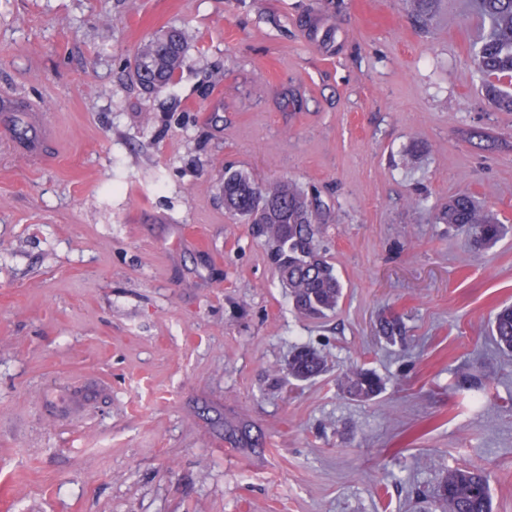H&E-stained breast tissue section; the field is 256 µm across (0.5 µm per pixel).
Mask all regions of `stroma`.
Returning a JSON list of instances; mask_svg holds the SVG:
<instances>
[{"label":"stroma","mask_w":512,"mask_h":512,"mask_svg":"<svg viewBox=\"0 0 512 512\" xmlns=\"http://www.w3.org/2000/svg\"><path fill=\"white\" fill-rule=\"evenodd\" d=\"M483 26L472 0H0V512H448L464 468L512 512V234L437 219L467 192L512 224ZM171 27L185 65L147 92L131 63ZM229 168L317 190L334 311H294ZM300 345L327 371L289 379ZM492 336L497 345L512 353V307H504L498 311L492 322ZM346 392L359 400H370L380 394L382 381L376 372L365 368H356L343 377Z\"/></svg>","instance_id":"stroma-1"}]
</instances>
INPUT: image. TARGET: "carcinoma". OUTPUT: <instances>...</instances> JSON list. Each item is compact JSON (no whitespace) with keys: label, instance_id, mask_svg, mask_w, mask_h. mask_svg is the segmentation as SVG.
Masks as SVG:
<instances>
[{"label":"carcinoma","instance_id":"carcinoma-1","mask_svg":"<svg viewBox=\"0 0 512 512\" xmlns=\"http://www.w3.org/2000/svg\"><path fill=\"white\" fill-rule=\"evenodd\" d=\"M486 19L488 32L474 45L472 63L483 78V88L491 102L512 112V0H476ZM187 34L169 29L149 40L139 55L144 68L135 71L137 81L149 90L165 88L174 82L186 59ZM224 208L251 225L265 238L278 275L288 288L296 311L304 317L322 315L336 308L343 286L334 266L322 254L318 236L327 221V211L290 181L261 185L250 176L232 172L221 186ZM443 223L464 232L480 246L494 245L512 225L503 224L497 213L468 193L448 199L441 215ZM379 332L387 341L404 340V327L397 317L380 323ZM492 336L504 351L512 353V307L498 311L492 322ZM325 360L314 350L297 348L288 362V374L305 381L320 375ZM346 392L359 400L380 394L382 381L370 369L356 368L343 377ZM224 438L235 445L255 448L251 426L225 425ZM448 512H491V495L486 477L478 470L456 469L448 473L443 486Z\"/></svg>","mask_w":512,"mask_h":512}]
</instances>
